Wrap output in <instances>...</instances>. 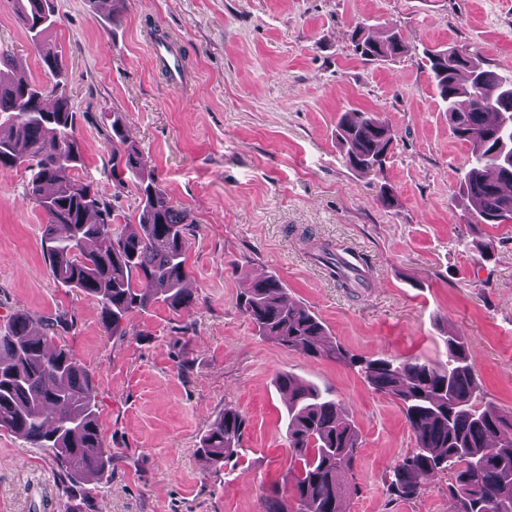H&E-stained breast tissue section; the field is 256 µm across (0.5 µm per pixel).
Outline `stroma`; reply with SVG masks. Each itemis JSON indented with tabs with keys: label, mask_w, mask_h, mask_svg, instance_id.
I'll return each mask as SVG.
<instances>
[{
	"label": "stroma",
	"mask_w": 512,
	"mask_h": 512,
	"mask_svg": "<svg viewBox=\"0 0 512 512\" xmlns=\"http://www.w3.org/2000/svg\"><path fill=\"white\" fill-rule=\"evenodd\" d=\"M49 39L77 114L78 177L137 223L131 173L114 179L106 134L121 115L147 170L194 222L189 286L178 313L155 303L126 335L102 329L97 302L57 283L43 257L46 219L26 197L28 171L0 173V324L13 311L75 315L63 340L89 375L112 470L87 512H263L262 495L292 457L284 373L331 391L361 436L357 494L346 512H448L453 470L419 498L386 481L413 450L399 406L348 367L259 335L237 307L246 280L279 277L315 313L327 341L358 355L443 357L464 336L484 402L512 412V224H464L459 184L470 149L458 140L421 64L426 48H458L512 70V0H53ZM397 27L408 49L366 61L355 25ZM166 35L184 70L173 85L152 61ZM53 88L10 0H0V51ZM376 112L393 133L380 171L345 162L336 125ZM389 191L395 204L378 198ZM359 251L365 284L345 288L319 246ZM188 326L181 334L180 326ZM247 427L237 463L215 471L197 454L224 407ZM64 506L50 452L0 431V512Z\"/></svg>",
	"instance_id": "1"
}]
</instances>
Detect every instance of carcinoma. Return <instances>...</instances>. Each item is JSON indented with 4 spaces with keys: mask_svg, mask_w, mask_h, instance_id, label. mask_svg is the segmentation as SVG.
Wrapping results in <instances>:
<instances>
[{
    "mask_svg": "<svg viewBox=\"0 0 512 512\" xmlns=\"http://www.w3.org/2000/svg\"><path fill=\"white\" fill-rule=\"evenodd\" d=\"M14 2L44 73L59 77L62 54L47 39L55 25L50 0ZM351 43L365 60L407 49L395 28L376 39L357 26ZM422 64L446 104L454 136L471 148L469 170L459 186L469 203L466 223H512V73L484 67L450 48L425 51ZM337 128L349 167L362 173L381 168L392 143L384 120L374 112H345ZM107 141L112 170L139 175L141 217L133 227L121 224L120 211L77 178L84 157L69 97L58 94L49 106L41 83L0 69V172H30L27 196L47 219L45 259L52 277L93 298L105 332L124 336L121 322L153 303L175 311L194 307V296L185 288L193 223L146 174L144 157L120 118H113ZM320 259L341 286L360 284L359 271L333 250L322 249ZM286 294L280 279L270 274L251 281L237 306L259 335L348 366L401 408L416 446L394 467L389 496L418 498L431 474L453 468L448 512H512V415L481 406L463 337L447 336L445 358L438 360L360 356L336 343L322 344V320L287 301ZM75 326L65 314L47 318L29 312H13L0 326V430L51 449L66 512H84V499L73 494V487L101 478L112 465L90 380L57 340V328ZM277 386L288 392L286 439L294 465L283 482L291 495L272 484L262 497L263 512H344L343 500L357 489L361 441L356 425L336 398L291 374L280 375ZM246 427L245 415L224 408L197 453L221 470L238 459Z\"/></svg>",
    "mask_w": 512,
    "mask_h": 512,
    "instance_id": "1",
    "label": "carcinoma"
}]
</instances>
